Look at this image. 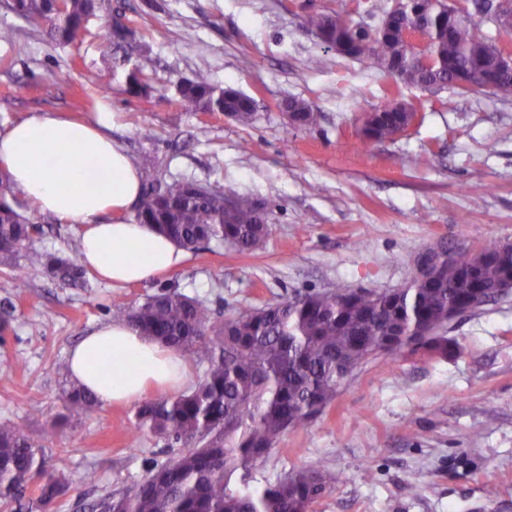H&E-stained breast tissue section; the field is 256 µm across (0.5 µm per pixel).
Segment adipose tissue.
I'll return each mask as SVG.
<instances>
[{"label":"adipose tissue","mask_w":512,"mask_h":512,"mask_svg":"<svg viewBox=\"0 0 512 512\" xmlns=\"http://www.w3.org/2000/svg\"><path fill=\"white\" fill-rule=\"evenodd\" d=\"M108 124L105 112L93 125L32 113L0 129V165L37 211L80 227L78 256L90 275L125 287L177 269L186 252L152 225L124 218L139 197L142 173L107 134ZM69 373L100 403H130L152 390L178 393L189 365L180 351L115 321L71 350Z\"/></svg>","instance_id":"ef3b65f1"}]
</instances>
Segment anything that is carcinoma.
I'll return each instance as SVG.
<instances>
[{
	"label": "carcinoma",
	"instance_id": "obj_1",
	"mask_svg": "<svg viewBox=\"0 0 512 512\" xmlns=\"http://www.w3.org/2000/svg\"><path fill=\"white\" fill-rule=\"evenodd\" d=\"M488 2L464 0L458 15L448 12L445 0H398L397 8L384 12L373 28L353 20L365 7L355 0L344 14L310 10L303 26L325 48L370 62L398 87L438 91L465 72L473 83L458 88L460 93L486 88L511 98L512 73L497 69L495 56L497 43L512 39V30L498 29L491 39L477 31L475 16L491 11ZM0 9L29 23L47 22L53 39L77 44L90 18L106 10V0H65L63 22L55 0H0ZM421 22L430 38V65L405 41V33ZM105 37L116 54L136 42V33L119 21L106 26ZM138 48V64L126 73L125 84L129 94L143 97L152 89L154 60L148 46ZM116 69L89 70L84 83L106 91ZM177 103L184 112H227L244 126L255 119L250 96L214 84L204 72L180 82ZM283 106L294 118L292 125H312L313 110L306 101L288 97ZM415 112L397 90L362 114L361 135L367 142L393 140L407 131ZM142 165L151 177L142 185L133 220L157 226L185 250L194 252L217 240L243 253L267 236L268 212L259 201L221 189L192 194L195 182L159 176L157 157L144 156ZM22 209L0 170V266L13 269L9 285L14 292H26L38 270L65 282L85 279L77 259L31 249L43 226ZM497 247L488 243L463 249L460 264L443 263L434 280L412 276L388 291L338 284L226 316L221 306L161 288L119 309L114 319L207 367L189 391L136 407L137 427L166 441L164 458L151 461L133 485L97 500L93 512H312L339 476L311 462L254 489L256 462L269 457L288 430L322 415L354 370L370 360L455 355L458 345L446 336L448 308L476 310L512 279V258H500ZM21 258L23 265L18 264ZM62 400L63 412L50 421L53 428L73 424L97 405L91 393L75 386L64 391ZM40 448L25 426L0 423V501L19 500L34 484L39 506L46 508L77 485L96 483L92 471L77 478L48 471L38 457Z\"/></svg>",
	"mask_w": 512,
	"mask_h": 512
}]
</instances>
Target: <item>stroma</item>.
Listing matches in <instances>:
<instances>
[{
    "mask_svg": "<svg viewBox=\"0 0 512 512\" xmlns=\"http://www.w3.org/2000/svg\"><path fill=\"white\" fill-rule=\"evenodd\" d=\"M110 2L72 45L0 11V28L16 30L0 43V128L33 112L91 119L107 105L112 136L133 158L156 155L170 178L260 201L269 234L244 254L211 241L180 268L124 288L97 279L75 288L40 273L18 296L0 271V423L38 437L46 469L98 477L48 510L37 508L32 486L0 512H88L140 479L163 448L137 429L131 404L97 405L62 434L44 433L28 414L32 399L46 417L60 412L70 350L111 322L113 310L163 287L222 302L228 315L339 282L387 290L409 279L410 257L435 241L461 249L512 240V99L489 89L408 88L418 122L396 139L364 143L359 116L392 79L325 50L302 26L307 10L341 13L349 0ZM114 12L152 50L148 97L128 95L120 74L105 92L83 84L84 70L113 62L104 28ZM244 56L250 69L239 65ZM199 70L252 97L254 123L181 111L177 86ZM289 96L310 103L312 127L289 124L281 108ZM476 184L486 193L472 194ZM33 218L44 227L34 248L77 254L78 228L49 214ZM447 335L460 348L454 357L376 359L357 369L315 422L280 439L257 466V485L320 461L342 480L315 512H512V291L455 318Z\"/></svg>",
    "mask_w": 512,
    "mask_h": 512,
    "instance_id": "stroma-1",
    "label": "stroma"
}]
</instances>
